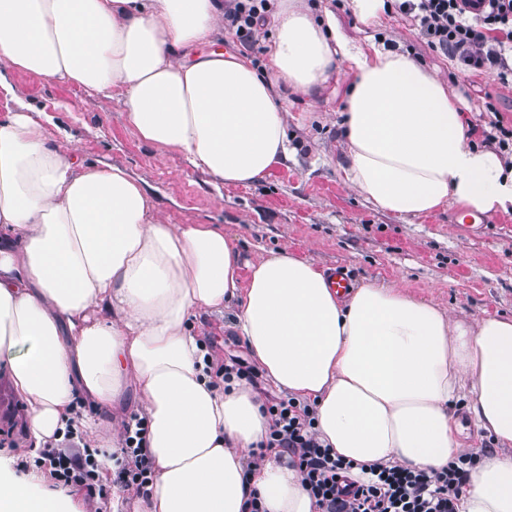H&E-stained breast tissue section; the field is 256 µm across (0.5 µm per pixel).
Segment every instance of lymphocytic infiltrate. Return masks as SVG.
<instances>
[{
  "label": "lymphocytic infiltrate",
  "instance_id": "obj_1",
  "mask_svg": "<svg viewBox=\"0 0 512 512\" xmlns=\"http://www.w3.org/2000/svg\"><path fill=\"white\" fill-rule=\"evenodd\" d=\"M387 12L411 17L427 46L450 57L469 73L496 72L512 84V0H385ZM272 0H224V28L248 49L257 44ZM269 433L247 462L259 468L269 451L292 454L315 512H458L477 454H464L446 468L425 472L391 464H375L368 478H354L352 463L336 456L315 430V410L296 398H271L264 404ZM146 421L122 439L123 488L147 495L152 463L146 448ZM74 431L64 442H48L38 457L54 479L85 489L93 512H107L111 492L97 480V450L73 452Z\"/></svg>",
  "mask_w": 512,
  "mask_h": 512
}]
</instances>
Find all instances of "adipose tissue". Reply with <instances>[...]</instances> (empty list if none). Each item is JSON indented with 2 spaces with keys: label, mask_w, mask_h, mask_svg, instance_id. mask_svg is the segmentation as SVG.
<instances>
[{
  "label": "adipose tissue",
  "mask_w": 512,
  "mask_h": 512,
  "mask_svg": "<svg viewBox=\"0 0 512 512\" xmlns=\"http://www.w3.org/2000/svg\"><path fill=\"white\" fill-rule=\"evenodd\" d=\"M262 67L199 53L224 29V0H0V71L103 95L165 152L226 184L263 180L291 155L289 94L346 62V183L403 219L448 205L512 212V169L466 141L447 86L408 52L352 45L335 19L280 0ZM235 237L170 224L132 175L79 160L18 111L0 119V360L27 404L33 447L63 432L82 393L100 408L140 394L153 463L142 512H314L289 456L245 458L269 431L253 388L216 385L190 326L236 306L235 328L279 391L313 404L316 431L364 467L438 470L466 450L458 400L512 446V318L451 323L433 301L368 282L337 295L285 249L242 279ZM0 512H69L0 468ZM458 512H512V455L482 450Z\"/></svg>",
  "instance_id": "obj_1"
}]
</instances>
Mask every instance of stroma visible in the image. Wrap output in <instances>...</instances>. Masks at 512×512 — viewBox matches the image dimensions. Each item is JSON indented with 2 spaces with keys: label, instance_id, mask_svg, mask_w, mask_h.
<instances>
[{
  "label": "stroma",
  "instance_id": "35a3bbf8",
  "mask_svg": "<svg viewBox=\"0 0 512 512\" xmlns=\"http://www.w3.org/2000/svg\"><path fill=\"white\" fill-rule=\"evenodd\" d=\"M315 11L332 13L352 44H394L446 81L461 101L466 125L476 129L473 147H482L480 131L493 118L485 108L487 97L496 99L504 119H512L511 86L500 85L490 71L460 73L456 62L431 51L404 17L385 13L368 28L353 16L349 0H318ZM349 82L342 65L318 93L289 96L288 139L295 153L248 186L215 182L182 155L160 156L125 125L116 94L106 97L17 71L0 88V117L30 105L51 141L73 148L85 162L117 165L137 178L167 223L216 224L236 236L243 263L285 247L325 269L344 266L356 287L370 281L397 284L432 300L458 322L511 318V213L477 215L475 227L466 231L457 228L459 211L453 207L407 222L377 210L346 184L341 123ZM233 322L228 310L201 315L195 323L214 364L251 357ZM23 408L15 397L0 409V466L33 479L41 493L68 497L73 512H88L85 490L58 485L48 470L37 467V454L26 442Z\"/></svg>",
  "mask_w": 512,
  "mask_h": 512
}]
</instances>
